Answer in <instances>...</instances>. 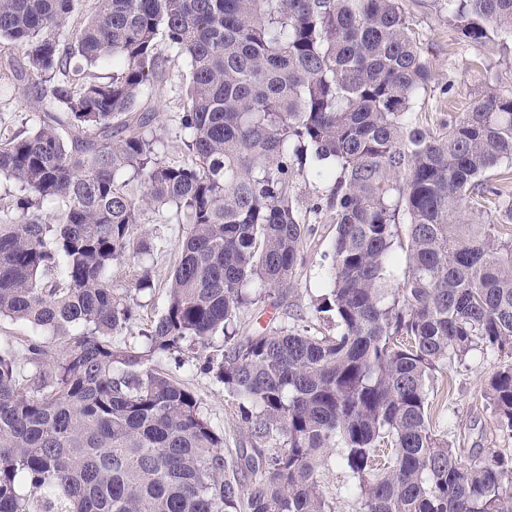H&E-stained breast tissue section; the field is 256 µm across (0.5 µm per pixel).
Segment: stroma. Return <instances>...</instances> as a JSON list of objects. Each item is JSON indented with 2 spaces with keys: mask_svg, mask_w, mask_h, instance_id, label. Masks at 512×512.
Listing matches in <instances>:
<instances>
[{
  "mask_svg": "<svg viewBox=\"0 0 512 512\" xmlns=\"http://www.w3.org/2000/svg\"><path fill=\"white\" fill-rule=\"evenodd\" d=\"M404 3L412 27L436 71L435 81L418 101L423 112L429 113L430 126L435 129L448 118V107L440 99L442 84L454 79L457 98L465 101L478 91L485 75L474 71L473 49L458 40L448 24L447 14L436 10L433 0H404ZM187 73L184 60L174 61L165 76L151 80L143 96L145 108L157 114L155 123L165 138V158L171 162L188 159L177 127L181 104L179 86ZM30 98L24 83L0 86V137L27 129ZM148 231L153 235V246L144 262L152 270L153 286L136 293L138 319L129 331L118 336L117 342L123 346H143L145 339L140 336V329L164 310L169 272L188 227L182 224L175 209L167 208L153 214ZM335 235V225H316L300 246L299 261L290 284L276 288L255 285L254 304L243 309L234 322L236 335H254L284 322L299 329L310 326L335 334L334 324L316 321L313 316L314 307L328 288L333 273ZM507 362V357L476 350L464 364L440 366L427 383L430 423L437 434L447 436L461 456H468L475 447L512 451V438L496 431L483 394L487 379ZM199 365V360L185 355L165 357L159 362L161 369L198 395L205 416L224 438L225 452L234 453L247 443L239 412L240 399L202 373ZM318 480L332 505V512H358L359 503L348 492L354 479L337 457H330L320 468Z\"/></svg>",
  "mask_w": 512,
  "mask_h": 512,
  "instance_id": "35a3bbf8",
  "label": "stroma"
}]
</instances>
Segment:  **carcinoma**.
Segmentation results:
<instances>
[{
    "label": "carcinoma",
    "instance_id": "cac0c4a2",
    "mask_svg": "<svg viewBox=\"0 0 512 512\" xmlns=\"http://www.w3.org/2000/svg\"><path fill=\"white\" fill-rule=\"evenodd\" d=\"M92 3L77 21L74 0H0V68L34 112L0 139L24 192L0 221V317L41 332L0 345V512H331L318 472L336 447L360 512H512V453L458 455L427 389L478 348L512 357V90L490 77L428 129L435 72L403 0ZM434 6L478 54L512 50V0ZM179 58L188 163L159 156L139 104ZM297 176L330 182L310 211L336 225L315 306L336 334L234 336L248 285L289 282L312 231ZM167 205L189 232L166 305L146 348L122 347L151 269L124 293L109 270L149 252L138 226ZM221 335L200 369L255 408L232 459L153 364ZM484 397L512 437V364Z\"/></svg>",
    "mask_w": 512,
    "mask_h": 512
}]
</instances>
